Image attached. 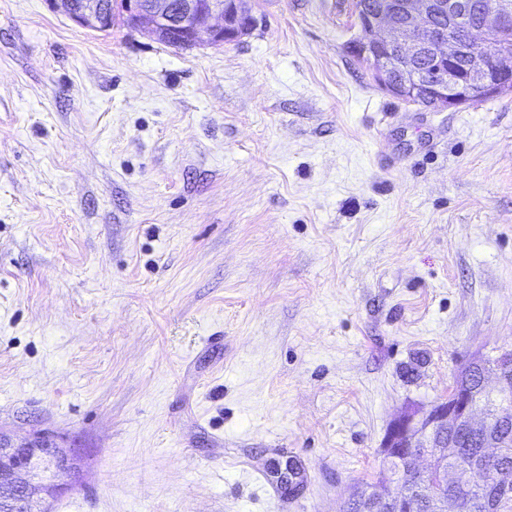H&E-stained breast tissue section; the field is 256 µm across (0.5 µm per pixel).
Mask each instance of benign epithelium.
<instances>
[{
    "mask_svg": "<svg viewBox=\"0 0 512 512\" xmlns=\"http://www.w3.org/2000/svg\"><path fill=\"white\" fill-rule=\"evenodd\" d=\"M52 8L66 14L79 26L107 31L112 26V0H49ZM250 0H125L123 18L128 27L152 39L180 50H192L207 44L222 47L238 42L256 26L249 10ZM359 41L351 44L352 53L370 64L374 81L391 95L410 101L414 98L419 75L412 71L401 80L391 76L392 57L396 53L415 55L421 49L436 52L435 60L451 64L458 56L459 45L437 25L448 19V26L465 24L470 49L480 53L494 37L512 32V10L477 0H397L379 13L357 14ZM512 91V51L500 50L492 57V68L477 65L471 74L459 79L442 74L431 87L432 100L444 111L473 99L490 98ZM512 374V346L501 347L491 356V365L481 377L480 388L458 385L446 398L436 400L427 411L410 408L389 424L381 443L383 455L397 460L420 474L437 473L460 485L470 482L474 471L464 465L448 468V449L459 447L456 440L445 437L453 430L466 435L477 429L487 430L488 415L475 421L481 403L489 398L502 411L512 409L504 397V379ZM41 435H30L20 443L0 431V494L25 497L26 512L36 510L65 487L58 483L59 474H72L74 467H59L55 459L40 451ZM430 459V470L420 462ZM293 462H278L272 474L288 487L293 480ZM413 512L414 503L407 494L395 495L380 490L359 499V512Z\"/></svg>",
    "mask_w": 512,
    "mask_h": 512,
    "instance_id": "benign-epithelium-1",
    "label": "benign epithelium"
}]
</instances>
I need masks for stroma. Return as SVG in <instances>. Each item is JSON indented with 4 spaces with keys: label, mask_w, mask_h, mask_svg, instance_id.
I'll list each match as a JSON object with an SVG mask.
<instances>
[{
    "label": "stroma",
    "mask_w": 512,
    "mask_h": 512,
    "mask_svg": "<svg viewBox=\"0 0 512 512\" xmlns=\"http://www.w3.org/2000/svg\"><path fill=\"white\" fill-rule=\"evenodd\" d=\"M354 3L182 51L0 0V429L79 451L50 512H346L512 344V92L392 96Z\"/></svg>",
    "instance_id": "stroma-1"
}]
</instances>
